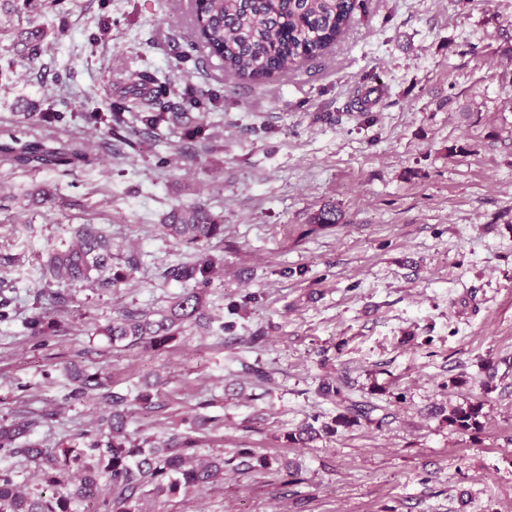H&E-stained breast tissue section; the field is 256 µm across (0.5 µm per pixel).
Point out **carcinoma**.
Returning a JSON list of instances; mask_svg holds the SVG:
<instances>
[{
    "label": "carcinoma",
    "mask_w": 512,
    "mask_h": 512,
    "mask_svg": "<svg viewBox=\"0 0 512 512\" xmlns=\"http://www.w3.org/2000/svg\"><path fill=\"white\" fill-rule=\"evenodd\" d=\"M360 9V0H190L194 40L191 46L202 48L220 58L224 72L241 81L260 84L300 60H315L336 44ZM139 88L117 100L105 99L109 114L83 112L89 124H106V133L131 149L140 146L138 135L162 127H174L188 117L174 112L167 102L168 82L144 73ZM55 112H26L24 126L0 133V162L22 168L75 169L90 162L85 142L72 139L59 148L46 145L41 135L45 124L57 121ZM166 237L181 245L202 248L224 235V220L197 205L174 209L157 225ZM112 260V240L91 224L75 232V240L65 249H51L40 264V278L57 290L51 294L60 303L64 291L105 269ZM223 261L208 255L193 264L165 269V280L181 282L186 288L173 297L169 306L156 311L125 310L112 324L96 330L114 346L142 345L153 351L168 348L184 329L197 326L210 329L203 311V290L215 268ZM140 266L137 255L125 258L124 266L113 271L102 287L116 288L126 282ZM33 336L46 340L59 322L43 313L29 321ZM242 374L257 386L270 382L268 372L259 366L241 363ZM73 388L66 399L80 400L89 391L108 406L92 430L82 434L84 441L70 445L31 443L26 435L37 417L0 422V452L22 457L33 464L40 480L57 491L50 496L26 493L9 468H0V512H144L148 499L167 500L184 497L224 478L228 469L264 473L272 470L276 459L250 448L226 457L220 453L204 456L199 432L217 428L220 419L201 416L193 433L173 434L164 441L142 438L130 430L137 416L156 408L155 384L146 382L136 392L121 395L111 391L99 374H71ZM483 404L457 407L448 415V424L462 431L480 425ZM372 411L358 402L346 406L335 419L338 426L349 427Z\"/></svg>",
    "instance_id": "1"
}]
</instances>
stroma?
Masks as SVG:
<instances>
[{
    "instance_id": "1",
    "label": "stroma",
    "mask_w": 512,
    "mask_h": 512,
    "mask_svg": "<svg viewBox=\"0 0 512 512\" xmlns=\"http://www.w3.org/2000/svg\"><path fill=\"white\" fill-rule=\"evenodd\" d=\"M18 4L0 0V129L38 104L64 116L47 145L77 132L95 162L0 164V420L34 413L31 441L77 438L103 406L66 401L69 374L101 368L119 393L156 384L141 436L204 413L224 440L203 454L276 459L147 512H512V0H364L325 56L261 84L190 50L189 0H61L37 16ZM145 70L168 76L172 105L188 86L214 100L199 132L145 134L133 152L78 111ZM41 188L51 204L35 201ZM182 204L224 219L207 248L224 262L203 295L214 330L162 352L110 347L97 328L167 307L183 285L162 270L199 259L155 229ZM325 206L338 224L312 228ZM83 224L141 265L58 308L41 257ZM248 293L259 302L242 305ZM38 307L60 323L42 343L27 327ZM244 361L271 372V392ZM344 396L372 412L325 433ZM476 401L478 428L449 426V410ZM308 424L313 441L289 442Z\"/></svg>"
}]
</instances>
